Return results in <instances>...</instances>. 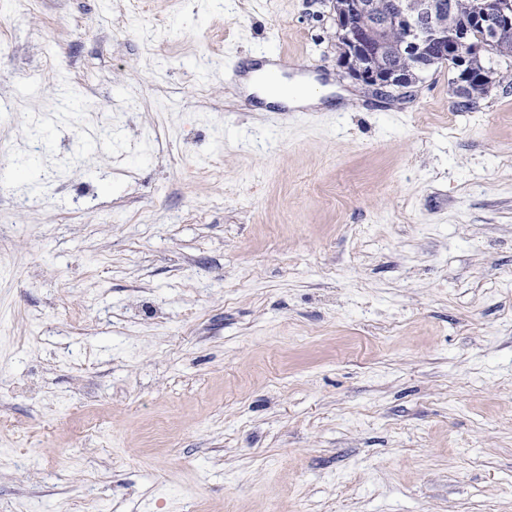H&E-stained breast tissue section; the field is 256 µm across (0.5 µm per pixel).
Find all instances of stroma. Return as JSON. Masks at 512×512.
I'll list each match as a JSON object with an SVG mask.
<instances>
[{
  "label": "stroma",
  "mask_w": 512,
  "mask_h": 512,
  "mask_svg": "<svg viewBox=\"0 0 512 512\" xmlns=\"http://www.w3.org/2000/svg\"><path fill=\"white\" fill-rule=\"evenodd\" d=\"M0 38V512H512V63L374 93L331 0ZM277 53L355 97L228 81ZM271 70H274V67L268 62L254 66L245 82L248 93L256 94L265 104H285L292 109L320 108L327 104L326 97L329 92H324L314 85V81L301 78L289 81L279 73L277 76L271 73L269 77L277 78L275 82H271L267 79V73ZM287 91L288 95H286Z\"/></svg>",
  "instance_id": "35a3bbf8"
}]
</instances>
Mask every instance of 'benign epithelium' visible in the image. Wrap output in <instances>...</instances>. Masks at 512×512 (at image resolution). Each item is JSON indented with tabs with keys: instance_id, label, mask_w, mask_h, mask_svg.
<instances>
[{
	"instance_id": "benign-epithelium-1",
	"label": "benign epithelium",
	"mask_w": 512,
	"mask_h": 512,
	"mask_svg": "<svg viewBox=\"0 0 512 512\" xmlns=\"http://www.w3.org/2000/svg\"><path fill=\"white\" fill-rule=\"evenodd\" d=\"M336 40L338 66L367 86L399 90L414 84L422 47L453 42L463 48L458 57L459 80L467 81L469 59L484 45L468 39L454 18L464 12L477 16L479 24L500 31L512 27V0H495L492 17L485 15L482 0H354L337 4ZM396 50L401 69L385 76V56Z\"/></svg>"
}]
</instances>
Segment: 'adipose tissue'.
<instances>
[{
    "label": "adipose tissue",
    "mask_w": 512,
    "mask_h": 512,
    "mask_svg": "<svg viewBox=\"0 0 512 512\" xmlns=\"http://www.w3.org/2000/svg\"><path fill=\"white\" fill-rule=\"evenodd\" d=\"M271 69V64L264 63L251 70L245 83L248 93L256 95L264 103L285 104L294 109L320 108L326 105V92L313 82L301 78L289 80L283 77L272 82L267 78Z\"/></svg>",
    "instance_id": "adipose-tissue-1"
}]
</instances>
